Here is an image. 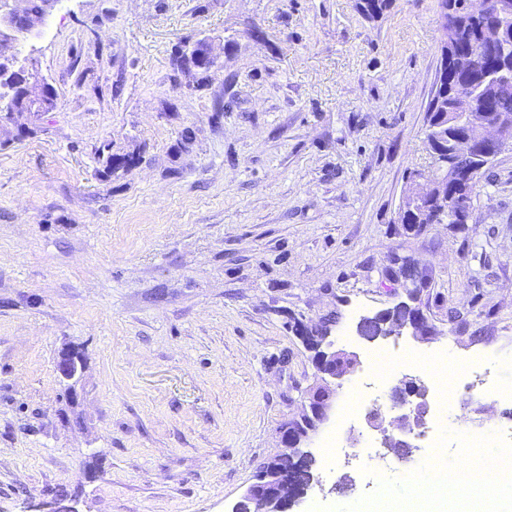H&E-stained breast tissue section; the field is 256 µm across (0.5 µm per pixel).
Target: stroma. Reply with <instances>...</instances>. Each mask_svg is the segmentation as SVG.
Here are the masks:
<instances>
[{
	"label": "stroma",
	"instance_id": "stroma-1",
	"mask_svg": "<svg viewBox=\"0 0 512 512\" xmlns=\"http://www.w3.org/2000/svg\"><path fill=\"white\" fill-rule=\"evenodd\" d=\"M355 3L58 0L11 45L57 107L0 136V512L62 493L75 512H228L317 380L293 315H337V347L359 356L324 426L350 454L319 465L301 512H390L429 466L501 457L490 436L464 456L446 446L512 420L511 402L449 384L494 348L512 385V151L480 179L468 224L406 233L403 197L430 166L438 0H393L374 20ZM203 37L220 69L200 87L172 51ZM105 144L137 167L105 175ZM395 254L432 273V341L355 332L400 297L381 276ZM389 347L450 353L380 385L386 421L412 380L454 423L426 422L379 477L368 443L382 436L354 382ZM67 348L85 360L72 393L55 370Z\"/></svg>",
	"mask_w": 512,
	"mask_h": 512
}]
</instances>
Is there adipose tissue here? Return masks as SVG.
I'll return each instance as SVG.
<instances>
[{"label": "adipose tissue", "instance_id": "1", "mask_svg": "<svg viewBox=\"0 0 512 512\" xmlns=\"http://www.w3.org/2000/svg\"><path fill=\"white\" fill-rule=\"evenodd\" d=\"M512 491V479H505L498 466L459 463L453 468L432 467L419 483V500L440 499L457 503L477 501L490 487Z\"/></svg>", "mask_w": 512, "mask_h": 512}]
</instances>
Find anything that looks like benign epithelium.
Masks as SVG:
<instances>
[{"mask_svg": "<svg viewBox=\"0 0 512 512\" xmlns=\"http://www.w3.org/2000/svg\"><path fill=\"white\" fill-rule=\"evenodd\" d=\"M23 9L21 4L11 11L0 12V47L15 42L21 37L33 35L40 22H34L27 29L15 26L13 18ZM472 12L489 18L482 33L480 48L493 47L502 40L506 29L512 24V0H479L471 7ZM473 52L449 51L441 59L440 68L449 67L465 75L472 69ZM27 75L25 93L28 106L24 109L11 108V115L26 113L32 117L42 112H51L56 108L57 96L43 75L37 61H30L25 66ZM494 99L484 94L481 97V110H476L474 102L465 101L458 105L457 111L448 113V128L464 129L448 141V148L439 146V141L432 136L425 139L431 158V170L416 176L403 200L402 212L414 211L424 222L431 219V206L436 200L446 196V189L458 184L464 177L477 178L506 149H512V113L494 112L492 117H485ZM385 279L407 291V299L394 304V307L410 311V316L392 334L401 335L411 331L418 338L430 328L428 317L415 305L414 292L432 285V278L427 269L415 263L409 257L394 256L385 270ZM377 315L363 316L356 324L357 335L371 342L385 337L379 332L370 335ZM299 338L309 351L313 352V364L317 372L318 383L311 390L308 404L303 408L300 418L303 424L280 427L282 448L276 458L295 459L306 455L305 447L310 442L313 431L323 426L330 419L333 402L336 399V380L345 377L338 369L337 361L348 357L357 362V356L335 348L330 334L320 328L305 331L297 329ZM59 379L67 384L68 390L75 391L82 372L81 356L74 350L60 353L56 361ZM396 401L408 406V412L401 417V437L384 435L385 443L394 448L411 447L410 437L426 424L428 415L427 392L419 391L411 382L396 393ZM316 483L312 476L300 479L293 470L276 467H261L256 472L253 482L233 505L231 512H241L243 505H249V512H297V507L306 496L307 491Z\"/></svg>", "mask_w": 512, "mask_h": 512, "instance_id": "7a95c632", "label": "benign epithelium"}]
</instances>
